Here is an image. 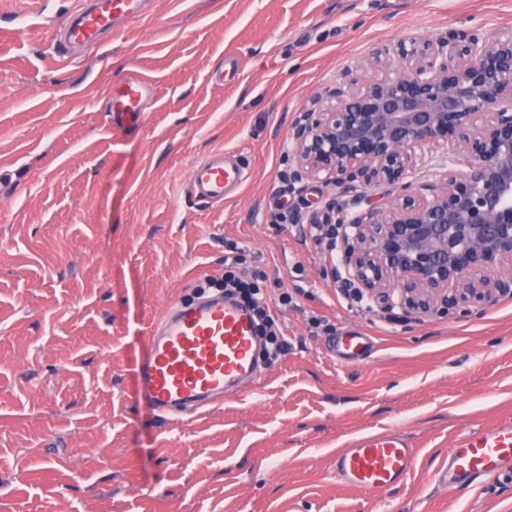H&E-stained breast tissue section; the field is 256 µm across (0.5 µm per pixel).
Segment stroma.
Segmentation results:
<instances>
[{"label": "stroma", "instance_id": "35a3bbf8", "mask_svg": "<svg viewBox=\"0 0 512 512\" xmlns=\"http://www.w3.org/2000/svg\"><path fill=\"white\" fill-rule=\"evenodd\" d=\"M74 7L0 0V512H512V484L440 473L456 439L512 420V298L449 318L348 305L309 232L329 189L290 180L288 150L346 68L512 30V0H149L60 63ZM134 72L153 96L121 130L105 91ZM218 151L244 178L216 204L190 175ZM235 256L291 296L288 347L256 385L161 419L136 391L147 330ZM348 329L372 358L330 357ZM387 433L417 451L404 482L376 497L336 479L337 451Z\"/></svg>", "mask_w": 512, "mask_h": 512}]
</instances>
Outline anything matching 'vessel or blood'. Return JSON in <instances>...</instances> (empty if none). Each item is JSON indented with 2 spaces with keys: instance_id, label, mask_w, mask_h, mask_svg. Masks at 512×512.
I'll list each match as a JSON object with an SVG mask.
<instances>
[{
  "instance_id": "obj_1",
  "label": "vessel or blood",
  "mask_w": 512,
  "mask_h": 512,
  "mask_svg": "<svg viewBox=\"0 0 512 512\" xmlns=\"http://www.w3.org/2000/svg\"><path fill=\"white\" fill-rule=\"evenodd\" d=\"M146 0H78L74 16L61 33V45L75 50L96 45L120 24L137 19ZM152 86L129 74L108 89L114 123L125 128L142 121ZM240 180L236 169L216 157L194 165L191 187L210 201L223 200ZM338 363L370 356V337L349 331L329 346ZM260 342L250 312L220 295L171 309L150 329L146 356L138 373V388L160 414L197 410L215 400L243 391L260 379ZM413 450L397 434L357 439L336 454L332 468L347 486L381 493L410 473ZM446 477L459 484L483 480L512 482V420H503L467 435L448 451Z\"/></svg>"
}]
</instances>
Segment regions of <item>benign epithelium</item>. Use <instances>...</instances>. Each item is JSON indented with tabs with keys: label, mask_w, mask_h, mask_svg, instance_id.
I'll list each match as a JSON object with an SVG mask.
<instances>
[{
	"label": "benign epithelium",
	"mask_w": 512,
	"mask_h": 512,
	"mask_svg": "<svg viewBox=\"0 0 512 512\" xmlns=\"http://www.w3.org/2000/svg\"><path fill=\"white\" fill-rule=\"evenodd\" d=\"M348 69L302 112L288 142L297 182L320 180L348 279L408 316L512 296V31L411 39ZM449 155L439 182L410 180L424 149ZM398 186L361 208L364 189Z\"/></svg>",
	"instance_id": "7a95c632"
}]
</instances>
